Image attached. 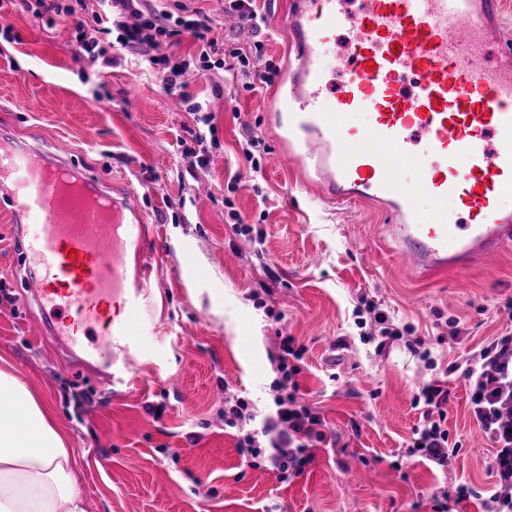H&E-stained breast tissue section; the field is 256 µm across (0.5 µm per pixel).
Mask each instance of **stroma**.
<instances>
[{"label": "stroma", "mask_w": 512, "mask_h": 512, "mask_svg": "<svg viewBox=\"0 0 512 512\" xmlns=\"http://www.w3.org/2000/svg\"><path fill=\"white\" fill-rule=\"evenodd\" d=\"M285 2H256L267 26L262 51L240 37L238 21L218 30L256 73L273 68L270 83L248 87L230 56L186 77L188 93L209 100L217 130L216 143L203 145L204 168L177 144L196 123L159 76L118 47L110 67L73 53L75 24L95 27L91 11L53 27L15 4L0 13V126L46 150L66 139L86 174L134 187L162 255L125 372L108 385L39 338L20 245L0 213V369L55 409L80 461L87 512H432L433 492L492 483V447L448 365L500 333L512 247L492 268L423 281L395 259L381 214L324 199L310 187L315 173L297 177L265 118L292 55ZM364 298L406 327L404 340L382 349L366 341ZM452 317L460 340L439 342ZM284 336L304 350L303 403L336 435L335 447L315 448L304 472L285 480L266 461L245 462L224 425L228 387L251 404L254 427L271 413ZM418 337L435 367L406 348ZM431 381L448 388L449 439L461 444L444 468L404 454L420 415L413 395Z\"/></svg>", "instance_id": "35a3bbf8"}]
</instances>
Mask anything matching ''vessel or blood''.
<instances>
[{
    "label": "vessel or blood",
    "instance_id": "obj_1",
    "mask_svg": "<svg viewBox=\"0 0 512 512\" xmlns=\"http://www.w3.org/2000/svg\"><path fill=\"white\" fill-rule=\"evenodd\" d=\"M289 0L298 60L269 107L281 144L299 147L320 194L377 202L407 267L437 279L512 246V28L500 0ZM351 31L349 78L329 90L323 50ZM411 75L415 93L398 90ZM357 112L367 125L349 122ZM432 202L415 208L417 194ZM0 198L27 262L43 339L70 358L111 362L143 318L152 225L132 188L80 173L68 151L0 137ZM467 215L458 224L449 205Z\"/></svg>",
    "mask_w": 512,
    "mask_h": 512
}]
</instances>
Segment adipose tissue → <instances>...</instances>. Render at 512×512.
Here are the masks:
<instances>
[{
	"mask_svg": "<svg viewBox=\"0 0 512 512\" xmlns=\"http://www.w3.org/2000/svg\"><path fill=\"white\" fill-rule=\"evenodd\" d=\"M55 413L0 369V512H86Z\"/></svg>",
	"mask_w": 512,
	"mask_h": 512,
	"instance_id": "obj_1",
	"label": "adipose tissue"
}]
</instances>
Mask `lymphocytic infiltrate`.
<instances>
[{
	"label": "lymphocytic infiltrate",
	"instance_id": "1",
	"mask_svg": "<svg viewBox=\"0 0 512 512\" xmlns=\"http://www.w3.org/2000/svg\"><path fill=\"white\" fill-rule=\"evenodd\" d=\"M99 10L94 18L99 27L97 34L77 28L76 51L91 61L111 64L112 58L104 45L107 35H115L122 48L142 52V61L160 75L167 92L179 93L187 111L197 113L199 123L210 125L212 116L207 103L186 93L184 77L192 64L220 59L224 43L214 34L212 20L204 14H173L157 10L152 0H97ZM190 32L198 49L196 54L180 60L160 53L162 39L181 32ZM294 339L282 337L279 366L280 378L271 384L273 412L267 417L262 430L251 429L254 415L249 403L233 393L224 395V424L237 429L238 448L242 456L255 458L264 447L277 451L274 467L280 473L300 474L313 458L312 450L327 440L324 418L298 397L299 384L295 379L298 367L288 364L294 355ZM449 372L460 373L469 390V406L481 434L492 444L494 453L488 468L494 478L492 487L475 493L466 486L456 490V501L478 497L482 512H512V316L499 336L485 343L465 364L452 363ZM414 405L420 406L419 423L414 437L407 446L406 456H420L438 466L448 464L451 448L445 426L448 389L439 384H424L413 396ZM270 434L268 444H261L260 433Z\"/></svg>",
	"mask_w": 512,
	"mask_h": 512
}]
</instances>
